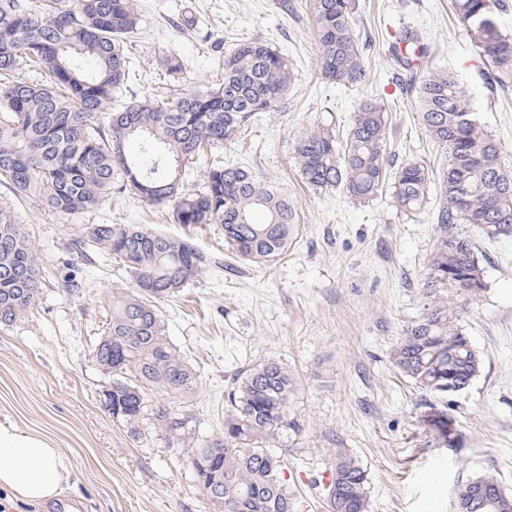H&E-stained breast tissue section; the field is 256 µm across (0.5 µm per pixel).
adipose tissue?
Returning <instances> with one entry per match:
<instances>
[{
	"label": "adipose tissue",
	"mask_w": 512,
	"mask_h": 512,
	"mask_svg": "<svg viewBox=\"0 0 512 512\" xmlns=\"http://www.w3.org/2000/svg\"><path fill=\"white\" fill-rule=\"evenodd\" d=\"M69 461L46 436L0 423V490L34 505L58 498L68 481Z\"/></svg>",
	"instance_id": "ef3b65f1"
}]
</instances>
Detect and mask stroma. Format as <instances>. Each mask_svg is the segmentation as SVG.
I'll use <instances>...</instances> for the list:
<instances>
[{
    "label": "stroma",
    "instance_id": "35a3bbf8",
    "mask_svg": "<svg viewBox=\"0 0 512 512\" xmlns=\"http://www.w3.org/2000/svg\"><path fill=\"white\" fill-rule=\"evenodd\" d=\"M136 5L141 21L130 41L134 71L126 103L218 82L225 51L241 41L261 40L288 54L295 80L287 96L214 152L287 190L300 215L297 237L281 258L252 266L225 250L220 227L173 223L162 205L115 195L67 217L0 188V208L11 211L43 267L36 309L0 328V422L43 434L70 461L59 498L16 506L0 491V512H69L72 501L78 512H219L199 486L190 449L167 447L148 419L130 434L105 406L110 377L93 360V348L110 320L113 290L130 287L133 278L121 262L81 246L84 228L93 224H140L192 240L211 257L179 297L160 305L171 341L201 379L185 408L200 435L216 433L235 375L268 359L282 362L294 379L288 406L297 426L274 445L287 454L297 512H324L315 484L328 474L337 447L366 469L370 512H454L457 482L478 473L496 476L512 492V238L458 227L476 246L485 288L453 303L482 366L465 391L448 399L465 435L452 455L418 426L430 394L389 359L424 312L437 237L433 214L442 202L438 184H431L425 206L408 215L388 188L361 202L340 189L309 190L295 155L297 141L318 125L346 131L361 100L375 94L388 110L390 169L411 160L435 172L444 166L446 154L422 127L389 52L393 35L411 27L431 47L426 69L456 74L512 167V88L497 85L452 0H356V35L371 48L363 55L366 79L355 87L319 76L309 0ZM187 17L194 27L184 26ZM170 52L183 63L172 81L159 70L160 57ZM70 276L80 292L67 290Z\"/></svg>",
    "mask_w": 512,
    "mask_h": 512
}]
</instances>
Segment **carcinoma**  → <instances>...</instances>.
<instances>
[{
    "label": "carcinoma",
    "mask_w": 512,
    "mask_h": 512,
    "mask_svg": "<svg viewBox=\"0 0 512 512\" xmlns=\"http://www.w3.org/2000/svg\"><path fill=\"white\" fill-rule=\"evenodd\" d=\"M321 78L354 87L365 78V45L354 31V0H309ZM503 0H454L473 46L502 85L512 81V35L498 21ZM134 0H0V187L34 197L52 211L81 214L112 194L167 205L177 224H218L224 244L244 262L265 263L288 252L299 214L280 187L235 163L211 162L205 187L189 193L182 169L206 148L237 138L257 112L287 95L294 80L288 58L261 41L224 53V73L205 90L145 97L102 118L129 79L128 40L138 30ZM429 53L420 33L394 35V62L414 71ZM29 66L42 81L19 70ZM415 107L429 137L448 154L439 186L438 239L428 265L421 318L391 349L394 367L421 390L446 398L466 389L480 372L481 356L453 320L448 296H477L482 271L474 243L456 231L473 224L488 237H512V171L501 149L474 118L454 72L426 73L415 87ZM387 109L364 98L344 144L329 125L297 142L301 178L314 189L343 187L354 200L377 195L391 181L394 202L413 213L426 202L429 170L415 161L388 172ZM139 144V156L128 146ZM84 238L119 259L132 274L128 289L112 292V312L94 348L98 366L112 375L105 404L130 432L144 414L170 448H192L191 464L204 495L221 512H295L284 457L269 447L297 426L288 410L292 376L276 360L249 367L227 394L224 429L200 436L189 415L166 402L147 407L146 390L182 400L199 386L195 368L171 341L158 304L177 296L209 265L188 239L138 224H94ZM42 272L21 227L0 209V325L33 311ZM422 431L448 446L464 434L448 407L425 405ZM495 492L492 502L479 487ZM326 512H368V473L343 448L333 454L322 487ZM455 512H512V494L496 477L474 475L458 483Z\"/></svg>",
    "instance_id": "1"
}]
</instances>
